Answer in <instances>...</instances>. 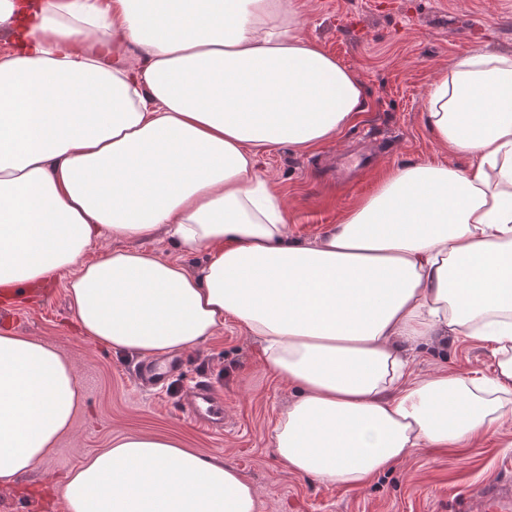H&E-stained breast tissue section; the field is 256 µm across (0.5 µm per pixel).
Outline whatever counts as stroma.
I'll use <instances>...</instances> for the list:
<instances>
[{
  "mask_svg": "<svg viewBox=\"0 0 512 512\" xmlns=\"http://www.w3.org/2000/svg\"><path fill=\"white\" fill-rule=\"evenodd\" d=\"M298 34L348 67L362 83L364 104L333 138L300 151L279 145L261 152L257 168L288 212L292 237L313 242L339 224L396 169L427 160L464 170L472 157L444 149L431 134L432 84L456 58L477 51L512 53V0H292ZM381 143L375 168L349 185L325 181L314 164ZM0 333L55 345L72 365L82 395L73 426L55 451L18 484L0 486V512H67L61 483L81 460L129 432L163 435L216 457L250 481L256 512H453L470 497L487 512L480 485L512 476V427L463 448H420L363 488L296 474L276 456L272 434L294 389L264 367L257 340L236 321L197 348L179 353L162 390L142 388L136 355L115 352L79 331L63 281L38 301L16 307ZM416 375L490 370L489 349L449 337L412 351ZM224 395V428L209 432L186 416L183 395L201 376Z\"/></svg>",
  "mask_w": 512,
  "mask_h": 512,
  "instance_id": "stroma-1",
  "label": "stroma"
}]
</instances>
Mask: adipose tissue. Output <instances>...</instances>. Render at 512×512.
<instances>
[{"mask_svg": "<svg viewBox=\"0 0 512 512\" xmlns=\"http://www.w3.org/2000/svg\"><path fill=\"white\" fill-rule=\"evenodd\" d=\"M0 288L64 278L84 336L160 358L225 318L296 390L272 442L293 472L362 487L419 448L512 422V55L433 83L427 123L460 170L388 175L316 242L256 170L360 111L351 70L298 34L291 0H0ZM166 233L205 262L140 249ZM130 247L93 256L105 238ZM489 346L490 372L413 376L408 347ZM81 403L50 343L0 336V485L52 453ZM68 512H255L249 481L162 435L128 433L66 478Z\"/></svg>", "mask_w": 512, "mask_h": 512, "instance_id": "obj_1", "label": "adipose tissue"}]
</instances>
